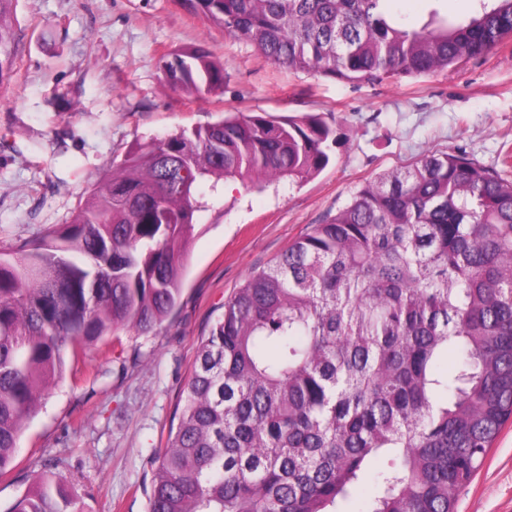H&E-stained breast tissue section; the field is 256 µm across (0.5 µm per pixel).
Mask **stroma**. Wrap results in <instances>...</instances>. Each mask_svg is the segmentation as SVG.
<instances>
[{"label": "stroma", "mask_w": 512, "mask_h": 512, "mask_svg": "<svg viewBox=\"0 0 512 512\" xmlns=\"http://www.w3.org/2000/svg\"><path fill=\"white\" fill-rule=\"evenodd\" d=\"M15 69L0 90V252L65 223L135 141L228 112L321 113L336 160L301 186L226 188L188 248L180 304L155 332L120 330L68 357L0 478V512L56 473L84 512H147L151 461L178 421L198 347L245 278L335 214L364 183L429 152L492 168L512 152V36L456 68L343 83L266 60L175 0H16ZM207 50L224 85L171 86L161 59ZM457 512H512V421L457 493Z\"/></svg>", "instance_id": "stroma-1"}]
</instances>
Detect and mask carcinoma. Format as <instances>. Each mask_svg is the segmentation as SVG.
<instances>
[{
  "label": "carcinoma",
  "mask_w": 512,
  "mask_h": 512,
  "mask_svg": "<svg viewBox=\"0 0 512 512\" xmlns=\"http://www.w3.org/2000/svg\"><path fill=\"white\" fill-rule=\"evenodd\" d=\"M0 0V88L15 65ZM390 0H176L269 61L339 82L447 70L512 35V0H476L419 28ZM197 95L223 85L201 50L162 59ZM320 115H233L137 141L69 221L0 253V476L64 353L119 329L147 335L182 290L210 193L319 175ZM454 355L453 369L442 367ZM176 430L153 458L147 512H456L512 418V177L428 153L362 186L251 273L199 348ZM11 512H83L43 473Z\"/></svg>",
  "instance_id": "cac0c4a2"
}]
</instances>
